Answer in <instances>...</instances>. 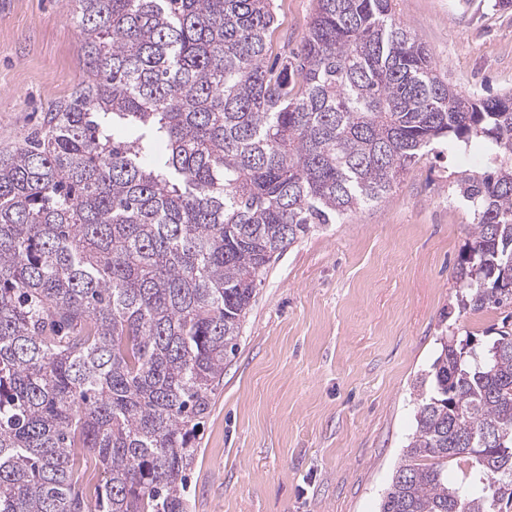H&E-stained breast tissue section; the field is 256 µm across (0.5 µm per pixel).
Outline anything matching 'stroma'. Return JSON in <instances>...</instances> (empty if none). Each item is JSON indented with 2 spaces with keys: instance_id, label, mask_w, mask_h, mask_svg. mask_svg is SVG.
<instances>
[{
  "instance_id": "obj_1",
  "label": "stroma",
  "mask_w": 512,
  "mask_h": 512,
  "mask_svg": "<svg viewBox=\"0 0 512 512\" xmlns=\"http://www.w3.org/2000/svg\"><path fill=\"white\" fill-rule=\"evenodd\" d=\"M273 52L295 49L315 0H278ZM441 77L512 90V5L397 0ZM66 0H0V155L41 132L82 80ZM478 150L431 152L382 202L273 260L199 426L187 512H379L415 429L417 375L449 327L483 341L512 307L458 311L453 269L473 211L454 172Z\"/></svg>"
}]
</instances>
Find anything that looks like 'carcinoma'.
<instances>
[{"instance_id":"obj_1","label":"carcinoma","mask_w":512,"mask_h":512,"mask_svg":"<svg viewBox=\"0 0 512 512\" xmlns=\"http://www.w3.org/2000/svg\"><path fill=\"white\" fill-rule=\"evenodd\" d=\"M69 2L87 79L0 155V512H186L191 438L274 254L435 144L486 154L454 180L474 208L456 305L512 304V92L448 84L394 0H316L278 68L275 0ZM414 390L380 512L511 507L512 332L448 331Z\"/></svg>"}]
</instances>
